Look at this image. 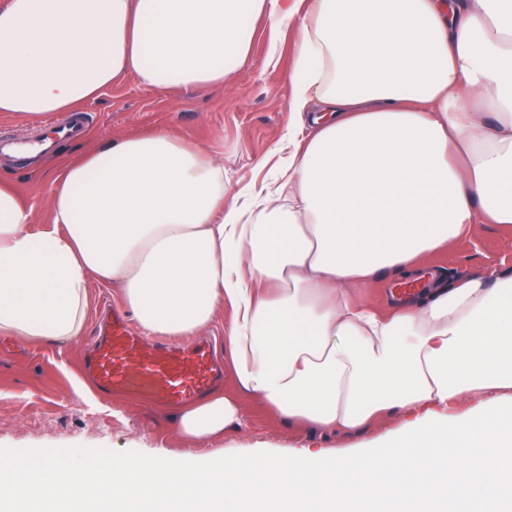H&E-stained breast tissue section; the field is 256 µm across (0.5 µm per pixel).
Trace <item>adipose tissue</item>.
<instances>
[{
  "instance_id": "adipose-tissue-1",
  "label": "adipose tissue",
  "mask_w": 512,
  "mask_h": 512,
  "mask_svg": "<svg viewBox=\"0 0 512 512\" xmlns=\"http://www.w3.org/2000/svg\"><path fill=\"white\" fill-rule=\"evenodd\" d=\"M297 30L288 160L242 206L224 164L164 128L106 139L52 181L33 220L0 175V335L79 336L90 286L148 336L229 315L243 393L300 427L377 447L186 464L0 454V512H512V269L378 310L380 271L487 226L512 230V0H0V112H75L127 77L158 94L223 87L253 23ZM217 389L179 406L193 443L242 425Z\"/></svg>"
}]
</instances>
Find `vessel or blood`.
Instances as JSON below:
<instances>
[{
	"label": "vessel or blood",
	"instance_id": "1",
	"mask_svg": "<svg viewBox=\"0 0 512 512\" xmlns=\"http://www.w3.org/2000/svg\"><path fill=\"white\" fill-rule=\"evenodd\" d=\"M145 337L116 316L105 339L93 340L89 369L103 394H127L172 406L203 395L217 371L211 347L171 345L144 355Z\"/></svg>",
	"mask_w": 512,
	"mask_h": 512
}]
</instances>
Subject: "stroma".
<instances>
[{
  "label": "stroma",
  "mask_w": 512,
  "mask_h": 512,
  "mask_svg": "<svg viewBox=\"0 0 512 512\" xmlns=\"http://www.w3.org/2000/svg\"><path fill=\"white\" fill-rule=\"evenodd\" d=\"M296 56L295 31L257 24L251 56L223 89L163 97L135 78L86 104L93 121L77 141L57 143L53 154L21 160L0 155V172L10 174L35 222L49 207L53 175L105 137L120 138L155 127L190 142L217 148L224 160V185L248 201L288 153L289 76ZM512 267V232L488 230L430 258L431 271L458 277L486 267ZM112 288L93 285L91 306L80 336L65 344L36 345L0 336V452L25 448L47 458L87 450L107 456L164 455L199 461L227 455L285 457L304 449L329 452L371 448L399 417L366 426L352 436L291 429L255 400H244L242 426L206 446L184 443L174 432L169 410L125 395L81 394L82 359L97 330L104 303L116 302Z\"/></svg>",
  "instance_id": "1"
}]
</instances>
